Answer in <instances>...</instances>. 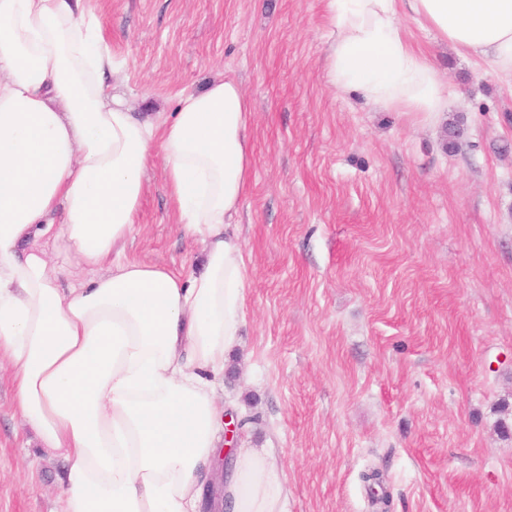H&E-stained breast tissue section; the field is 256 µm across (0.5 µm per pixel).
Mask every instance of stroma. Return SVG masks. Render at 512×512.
Wrapping results in <instances>:
<instances>
[{
	"label": "stroma",
	"mask_w": 512,
	"mask_h": 512,
	"mask_svg": "<svg viewBox=\"0 0 512 512\" xmlns=\"http://www.w3.org/2000/svg\"><path fill=\"white\" fill-rule=\"evenodd\" d=\"M137 112L224 75L252 109L247 300L222 399L283 467L286 512H512V76L403 25L448 105L387 112L325 78V0H82ZM162 160L124 258L196 248ZM62 464L0 377V512H61Z\"/></svg>",
	"instance_id": "35a3bbf8"
}]
</instances>
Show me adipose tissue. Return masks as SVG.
<instances>
[{
  "mask_svg": "<svg viewBox=\"0 0 512 512\" xmlns=\"http://www.w3.org/2000/svg\"><path fill=\"white\" fill-rule=\"evenodd\" d=\"M329 85L424 118L445 108L410 16L512 75V0H325ZM101 19L80 0H0V362L15 408L65 463L64 512H203L224 432L218 392L246 299L235 218L251 177L249 102L214 78L170 115L139 117ZM162 159L179 230L201 247L182 275L115 251L144 174ZM102 268L62 283L43 241ZM224 512H285L282 468L241 448Z\"/></svg>",
  "mask_w": 512,
  "mask_h": 512,
  "instance_id": "1",
  "label": "adipose tissue"
}]
</instances>
